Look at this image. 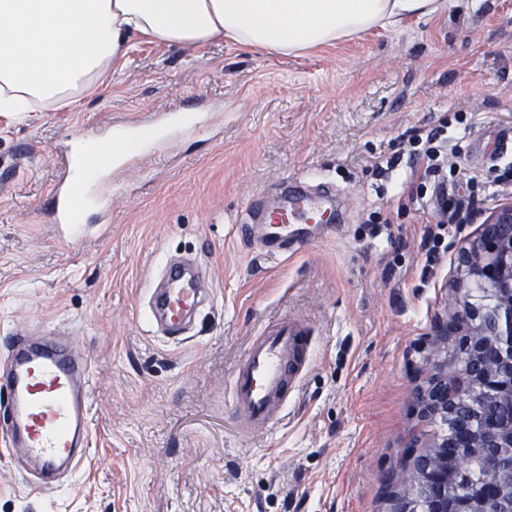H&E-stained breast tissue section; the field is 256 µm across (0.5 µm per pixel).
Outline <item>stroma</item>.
Listing matches in <instances>:
<instances>
[{"label": "stroma", "instance_id": "stroma-1", "mask_svg": "<svg viewBox=\"0 0 512 512\" xmlns=\"http://www.w3.org/2000/svg\"><path fill=\"white\" fill-rule=\"evenodd\" d=\"M111 81L55 110L0 112V355L12 332L55 331L93 366L87 462L44 489L0 455V512H406L410 488L385 482L411 469L413 440L444 433L415 390L458 347L434 328L486 302L459 267L478 220L451 225L426 262L407 140L460 112L472 126L448 133L468 174L512 162L495 139L512 112V0H444L431 18L301 55L136 40ZM186 102L179 125L104 177L92 232L63 241L46 210L63 148ZM287 179L332 187L343 212L289 259L235 237L246 200L277 206ZM376 210L392 224L372 229ZM172 257L201 264L213 296L178 339L145 307ZM281 315L307 325L314 357L273 431L247 435L226 385Z\"/></svg>", "mask_w": 512, "mask_h": 512}]
</instances>
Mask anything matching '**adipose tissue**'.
Returning a JSON list of instances; mask_svg holds the SVG:
<instances>
[{
	"label": "adipose tissue",
	"mask_w": 512,
	"mask_h": 512,
	"mask_svg": "<svg viewBox=\"0 0 512 512\" xmlns=\"http://www.w3.org/2000/svg\"><path fill=\"white\" fill-rule=\"evenodd\" d=\"M440 0H0V112L108 91L133 38L200 48L222 38L288 56L330 47Z\"/></svg>",
	"instance_id": "ef3b65f1"
}]
</instances>
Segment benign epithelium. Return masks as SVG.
<instances>
[{"instance_id": "obj_1", "label": "benign epithelium", "mask_w": 512, "mask_h": 512, "mask_svg": "<svg viewBox=\"0 0 512 512\" xmlns=\"http://www.w3.org/2000/svg\"><path fill=\"white\" fill-rule=\"evenodd\" d=\"M467 275L481 288L496 293L498 306L453 314L438 322L436 340L467 332L457 353L454 370L431 365L423 382L417 386L415 399L422 418L448 417L450 404L461 392L468 395L467 408L482 417L487 404L509 392L512 400V202L491 211L481 222L478 236L460 250ZM489 361L487 373L474 377L466 367L468 354ZM430 454H416L417 445L409 446L408 455L416 457L411 477L427 487V512H512V500L487 497L485 508L475 510L472 501L448 499V449L463 448L461 439L443 435L433 441ZM487 448L512 447V413L506 421L490 429Z\"/></svg>"}]
</instances>
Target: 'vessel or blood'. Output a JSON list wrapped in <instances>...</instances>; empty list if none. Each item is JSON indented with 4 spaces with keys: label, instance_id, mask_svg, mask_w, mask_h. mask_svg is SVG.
<instances>
[{
    "label": "vessel or blood",
    "instance_id": "vessel-or-blood-1",
    "mask_svg": "<svg viewBox=\"0 0 512 512\" xmlns=\"http://www.w3.org/2000/svg\"><path fill=\"white\" fill-rule=\"evenodd\" d=\"M67 150V165L51 192L49 216L77 243L89 232L83 213L96 206L99 182ZM326 210L314 198L291 191L287 202L265 214L264 235L279 249L295 254L309 240L305 224L322 225ZM205 269L174 260L162 268L148 295V312L171 337L183 335L203 303ZM312 338L294 318L269 319L252 336L230 373L229 406L249 432L276 422L288 398L296 393L310 366ZM92 363L86 352L63 343L53 332L31 336L16 332L0 365V391L7 395L8 414L0 423L11 452L37 464L44 483L59 470L77 469L87 458Z\"/></svg>",
    "mask_w": 512,
    "mask_h": 512
}]
</instances>
